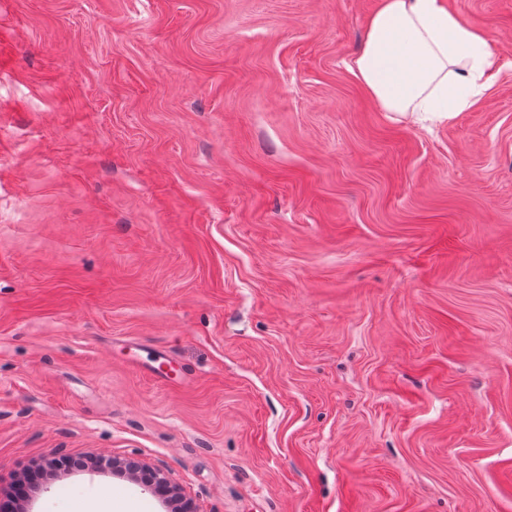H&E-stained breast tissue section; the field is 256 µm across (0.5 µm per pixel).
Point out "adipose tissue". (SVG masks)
Here are the masks:
<instances>
[{"instance_id": "obj_1", "label": "adipose tissue", "mask_w": 512, "mask_h": 512, "mask_svg": "<svg viewBox=\"0 0 512 512\" xmlns=\"http://www.w3.org/2000/svg\"><path fill=\"white\" fill-rule=\"evenodd\" d=\"M481 31L441 0H379L349 70L381 111L415 123L454 120L492 86Z\"/></svg>"}]
</instances>
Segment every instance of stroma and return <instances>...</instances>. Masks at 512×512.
I'll list each match as a JSON object with an SVG mask.
<instances>
[{
  "label": "stroma",
  "instance_id": "1",
  "mask_svg": "<svg viewBox=\"0 0 512 512\" xmlns=\"http://www.w3.org/2000/svg\"><path fill=\"white\" fill-rule=\"evenodd\" d=\"M378 3L0 0V499L512 512V0H444L495 85L429 128ZM124 468L134 476L136 480L142 482L148 490L161 493L166 497H173L175 492H177L183 498H174L176 502L175 506L178 510L177 512H196L192 501L187 500L181 495L179 488L172 484L171 480L161 468L137 461H130Z\"/></svg>",
  "mask_w": 512,
  "mask_h": 512
}]
</instances>
